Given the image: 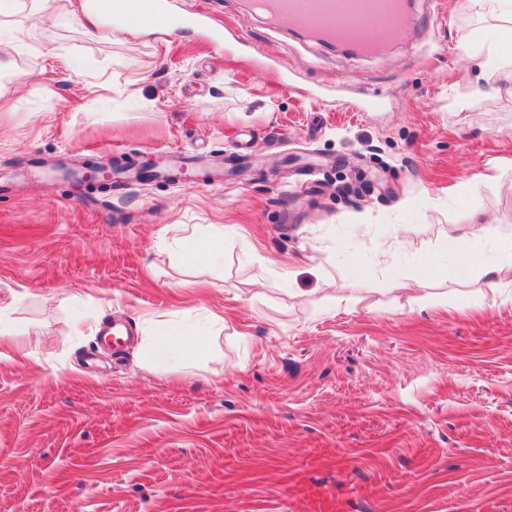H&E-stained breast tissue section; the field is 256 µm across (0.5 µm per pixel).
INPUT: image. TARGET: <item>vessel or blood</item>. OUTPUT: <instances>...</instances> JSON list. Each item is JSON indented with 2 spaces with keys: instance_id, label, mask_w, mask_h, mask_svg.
Listing matches in <instances>:
<instances>
[{
  "instance_id": "vessel-or-blood-1",
  "label": "vessel or blood",
  "mask_w": 512,
  "mask_h": 512,
  "mask_svg": "<svg viewBox=\"0 0 512 512\" xmlns=\"http://www.w3.org/2000/svg\"><path fill=\"white\" fill-rule=\"evenodd\" d=\"M252 7L291 27L357 49L401 39L409 16L406 0H253ZM150 12L164 30L207 21L206 13L200 11L172 16L168 0H150ZM222 163L219 156L178 157L171 154L160 163L158 176L167 179L174 175L192 181L203 166Z\"/></svg>"
}]
</instances>
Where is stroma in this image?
I'll return each instance as SVG.
<instances>
[{"label":"stroma","mask_w":512,"mask_h":512,"mask_svg":"<svg viewBox=\"0 0 512 512\" xmlns=\"http://www.w3.org/2000/svg\"><path fill=\"white\" fill-rule=\"evenodd\" d=\"M201 1L221 43L142 10L86 29L83 0L0 12V512H512V274L451 248L512 259L492 18L411 0L358 54L244 0L169 4ZM160 150L224 179L51 168ZM214 225L223 258L192 261ZM204 307L224 329L200 353L143 360Z\"/></svg>","instance_id":"obj_1"}]
</instances>
